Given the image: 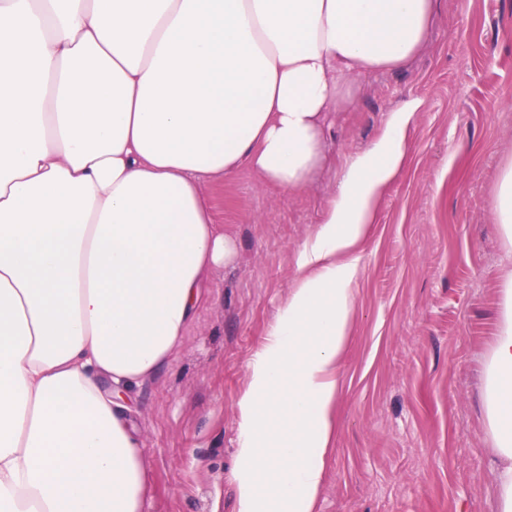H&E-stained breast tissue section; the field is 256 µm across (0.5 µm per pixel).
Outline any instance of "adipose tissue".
I'll return each mask as SVG.
<instances>
[{"instance_id":"adipose-tissue-1","label":"adipose tissue","mask_w":512,"mask_h":512,"mask_svg":"<svg viewBox=\"0 0 512 512\" xmlns=\"http://www.w3.org/2000/svg\"><path fill=\"white\" fill-rule=\"evenodd\" d=\"M435 0H0V512H143L132 393L237 255L208 185L302 190L360 76L409 64ZM421 108L344 168L237 403V512H314L360 247ZM491 211L512 250V160ZM482 408L512 512V272Z\"/></svg>"}]
</instances>
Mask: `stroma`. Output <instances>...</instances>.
I'll return each instance as SVG.
<instances>
[{
  "mask_svg": "<svg viewBox=\"0 0 512 512\" xmlns=\"http://www.w3.org/2000/svg\"><path fill=\"white\" fill-rule=\"evenodd\" d=\"M358 83L353 105L331 115L329 161L311 186L288 194L243 171L206 189L238 258L212 275L182 348L137 398L144 512H236L248 365L343 167L413 98L424 109L362 246L317 512H495L479 393L512 268L490 211L512 159V0H436L420 54Z\"/></svg>",
  "mask_w": 512,
  "mask_h": 512,
  "instance_id": "1",
  "label": "stroma"
}]
</instances>
